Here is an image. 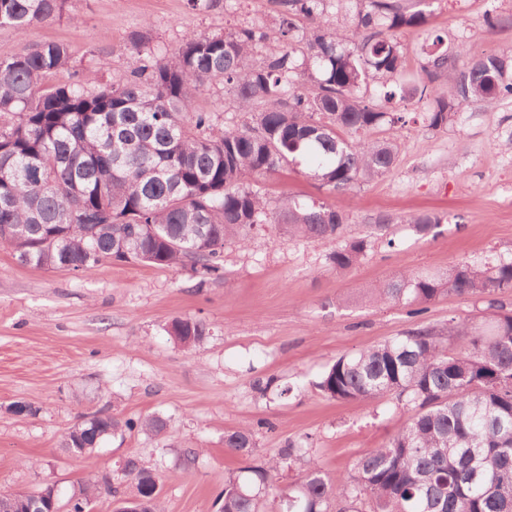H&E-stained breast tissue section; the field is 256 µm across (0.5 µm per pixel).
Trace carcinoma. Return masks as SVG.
<instances>
[{
	"label": "carcinoma",
	"instance_id": "cac0c4a2",
	"mask_svg": "<svg viewBox=\"0 0 512 512\" xmlns=\"http://www.w3.org/2000/svg\"><path fill=\"white\" fill-rule=\"evenodd\" d=\"M68 0H0V27L20 34L63 18ZM434 0H277L282 47L251 26L189 35L158 58L145 31L132 35V66L97 92L53 77L71 66L69 47L43 42L0 58V245L25 265L74 272L106 261L188 265L208 279L224 274V247L243 245L259 224L335 245L339 271L358 265L369 241L343 235L337 205L284 196L271 203L255 180L288 166L330 196L386 176L400 144L361 134L402 121L393 105L429 100L425 127L446 129L458 109L492 107L512 97V46L460 65V52L436 34L422 47V78L406 89L397 32L423 28ZM455 72L451 94L432 84ZM233 93L252 121L218 127L197 106L212 86ZM442 218L409 223L425 236ZM512 256L457 263L439 276L395 274L374 301L425 305L442 295L470 296L483 315L408 331L337 358L315 383L336 401L394 398L407 417L387 442L360 455L341 482L311 463L298 481H274L280 462L224 477L221 512H512ZM209 333L201 320L175 318L169 334L185 348ZM161 433L159 416L121 421L96 413L70 429L62 446L89 433L125 429ZM224 447L252 453L253 431L224 432ZM135 497L152 494L153 472L124 465ZM95 485L72 494L69 512H85Z\"/></svg>",
	"mask_w": 512,
	"mask_h": 512
}]
</instances>
